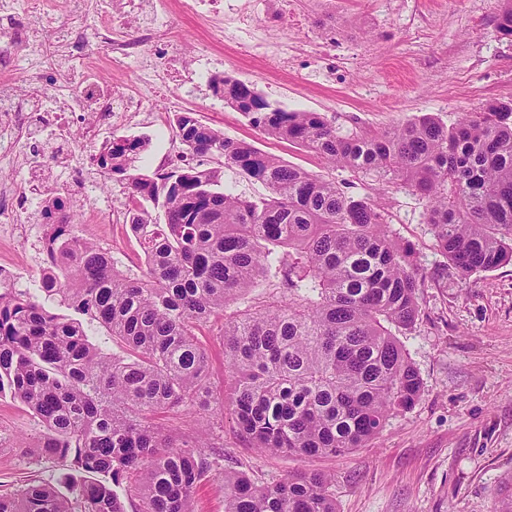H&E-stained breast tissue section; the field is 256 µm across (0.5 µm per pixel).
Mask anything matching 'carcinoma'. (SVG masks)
Segmentation results:
<instances>
[{
	"mask_svg": "<svg viewBox=\"0 0 512 512\" xmlns=\"http://www.w3.org/2000/svg\"><path fill=\"white\" fill-rule=\"evenodd\" d=\"M496 20L512 37V0ZM250 125L378 186L425 201L436 249L462 278L512 262V98L448 125L430 114L341 135L319 112L288 111L254 86L211 80ZM192 157L261 183L219 190L222 170L187 163L146 175L147 141L112 137V175L128 185L138 274L59 219L45 243L42 295L0 279V397L44 424L56 482L0 493V512H125L117 488L141 477L139 512H192L194 489L224 476V512H336L321 472L258 484L224 467L208 355L196 329L224 315L232 415L241 438L272 454L341 455L366 447L416 403L422 380L400 337L421 309L414 247L383 208L336 180L283 163L178 112ZM98 325L121 348L90 339ZM195 409L205 427L166 432L161 414Z\"/></svg>",
	"mask_w": 512,
	"mask_h": 512,
	"instance_id": "cac0c4a2",
	"label": "carcinoma"
}]
</instances>
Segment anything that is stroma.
<instances>
[{
	"instance_id": "stroma-1",
	"label": "stroma",
	"mask_w": 512,
	"mask_h": 512,
	"mask_svg": "<svg viewBox=\"0 0 512 512\" xmlns=\"http://www.w3.org/2000/svg\"><path fill=\"white\" fill-rule=\"evenodd\" d=\"M501 0H224V41L215 51L222 72L251 84L271 103L288 110L319 112L338 132L387 129L431 113L453 122L486 101L512 97V41L498 38ZM243 43L261 44L244 57ZM287 57V69L276 65ZM104 82L139 93L150 114L123 127L145 138L141 172L162 167L177 155L176 109L194 111L225 136L307 171L367 182L328 169L297 145L262 134L227 107L210 87H150L136 76L102 66ZM75 168L55 169L58 179L84 180L90 194L125 201L123 184L94 175L98 146H85L81 123L71 130ZM395 236L412 244L422 278L421 313L403 342L422 380L416 405L391 416L368 447L330 456L262 454L224 419V451L234 469L269 482L295 471L331 477L337 512H499L512 502V263L460 279L437 251L425 203L401 188L382 196ZM50 231L32 220L22 233L0 237V259L16 269L14 285L40 286V239ZM77 233L108 249L121 269L139 264L141 250L122 224H80ZM222 318L200 331L207 350L215 398L225 399ZM43 423L10 397H0V485L55 479L56 467L40 445Z\"/></svg>"
}]
</instances>
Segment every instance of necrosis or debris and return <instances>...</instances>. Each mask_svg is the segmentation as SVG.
<instances>
[{"instance_id": "obj_1", "label": "necrosis or debris", "mask_w": 512, "mask_h": 512, "mask_svg": "<svg viewBox=\"0 0 512 512\" xmlns=\"http://www.w3.org/2000/svg\"><path fill=\"white\" fill-rule=\"evenodd\" d=\"M70 10L76 23L64 27L58 21L55 0H0V42L24 45L34 73L50 68L56 74L48 90L36 83L25 89L0 84V162L28 156L44 133L56 146L51 156L54 166L68 165L69 128L74 119H82L85 140L90 143L101 128L125 126L146 112L147 105L136 92L101 80V63L156 85L180 80L199 85L209 82L219 68L211 49L223 40L224 32L213 29L208 42L196 49V68L180 70L184 48L171 32L165 0H111L106 8L100 0H70ZM131 30L136 33L132 39L127 36ZM78 43L85 53L76 64L72 48ZM50 193L64 198L77 214L97 210L104 212L107 223L124 221L123 210L99 202L76 181L55 185L31 177L9 186L6 195L11 204L0 207V223H27L21 204L30 196Z\"/></svg>"}]
</instances>
